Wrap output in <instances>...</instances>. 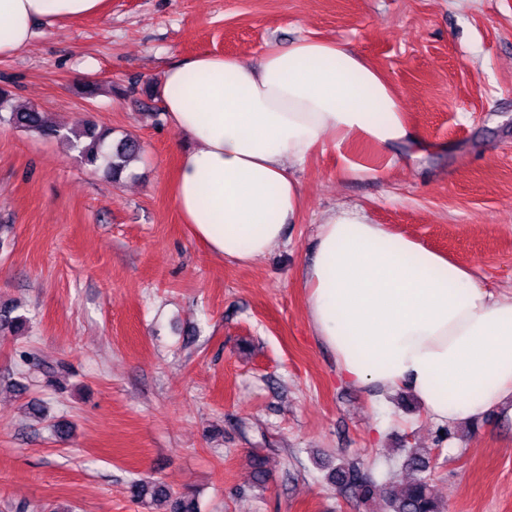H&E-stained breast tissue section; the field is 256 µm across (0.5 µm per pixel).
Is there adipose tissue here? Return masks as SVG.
<instances>
[{
	"mask_svg": "<svg viewBox=\"0 0 512 512\" xmlns=\"http://www.w3.org/2000/svg\"><path fill=\"white\" fill-rule=\"evenodd\" d=\"M105 0H0V57L37 24L94 17ZM179 165L173 199L210 253L247 265L284 242L301 207L296 176L317 149L360 139L423 155L395 89L348 43L303 36L257 59L199 54L163 74ZM313 336L343 383L382 397L404 388L451 426L512 402V295L353 208L327 212L304 269Z\"/></svg>",
	"mask_w": 512,
	"mask_h": 512,
	"instance_id": "ef3b65f1",
	"label": "adipose tissue"
}]
</instances>
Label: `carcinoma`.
I'll return each mask as SVG.
<instances>
[{
    "label": "carcinoma",
    "mask_w": 512,
    "mask_h": 512,
    "mask_svg": "<svg viewBox=\"0 0 512 512\" xmlns=\"http://www.w3.org/2000/svg\"><path fill=\"white\" fill-rule=\"evenodd\" d=\"M42 138L56 139L77 152L82 164L93 169H102L118 184L132 162L139 159L142 144L133 135L118 140L111 138L110 129L88 120L75 127L56 125L48 121L44 112L35 106H14L11 98L0 90V122ZM17 307L0 305V332L17 334L26 325V319L16 314ZM402 466L411 477L392 489L386 499L387 512H444V505L436 495L430 478L426 475L429 467V452L410 448ZM330 482L344 493L367 500L375 490L372 475L356 462H341L329 475ZM128 492L140 502L160 503L165 512H197L195 501L188 496H178L164 484L149 478L130 481Z\"/></svg>",
    "instance_id": "obj_1"
}]
</instances>
